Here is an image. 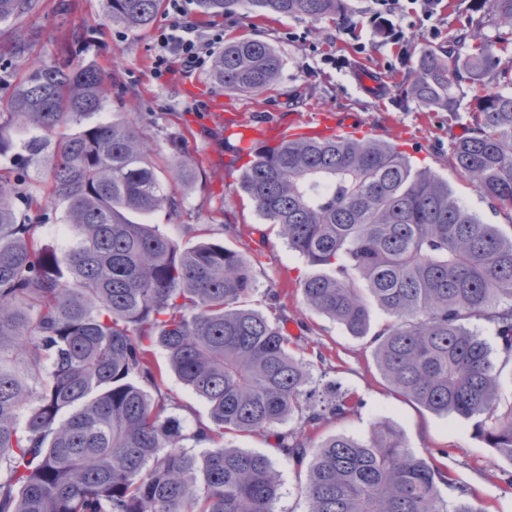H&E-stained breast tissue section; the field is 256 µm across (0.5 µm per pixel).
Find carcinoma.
<instances>
[{
  "mask_svg": "<svg viewBox=\"0 0 512 512\" xmlns=\"http://www.w3.org/2000/svg\"><path fill=\"white\" fill-rule=\"evenodd\" d=\"M220 16L236 0H197ZM262 16L334 19L343 0H246ZM160 0H103L102 24L146 29ZM37 0H0V23ZM495 23L499 38L483 28ZM82 33L59 42L60 60L31 64L0 112V156L20 125L30 160H50L45 216L65 204L76 239L62 256L42 244L43 225L18 212L19 177L0 175V512H275L280 478L265 455L226 439L273 434L281 454L307 466V512H487L452 507L440 486L457 484L433 454L411 451L378 419L364 438L317 442L320 424L354 412L359 399L336 383L310 389L313 361L288 334L280 292L269 313L246 307L253 266L187 225L183 246L145 221L179 217L150 150L114 118L56 141L66 122L105 108L108 76L69 55ZM471 41L460 55L456 45ZM512 42V0H487L448 50H425L407 85L427 110L453 112L462 82L483 81ZM281 58L256 39L218 51L210 78L228 91L261 93L280 77ZM454 166L483 197L512 208V78L483 94L471 132L453 148ZM181 181L195 162L168 169ZM239 190L278 226L311 271L298 280L305 307L352 336L370 337L374 360L394 390L472 432L512 462V400L501 375L512 364V236L483 223L448 180L417 167L395 142L373 137L284 139L251 148ZM389 321L373 328L374 312ZM482 322L496 346L470 327ZM208 405L187 431L154 360ZM502 357L498 363L493 353ZM295 420L299 430L276 427ZM192 441L209 448L200 453Z\"/></svg>",
  "mask_w": 512,
  "mask_h": 512,
  "instance_id": "carcinoma-1",
  "label": "carcinoma"
}]
</instances>
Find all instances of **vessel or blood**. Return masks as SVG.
<instances>
[{
  "label": "vessel or blood",
  "mask_w": 512,
  "mask_h": 512,
  "mask_svg": "<svg viewBox=\"0 0 512 512\" xmlns=\"http://www.w3.org/2000/svg\"><path fill=\"white\" fill-rule=\"evenodd\" d=\"M212 108L214 112L223 114L226 127L229 132L236 136L238 147L243 152L248 151L256 142L269 138L280 139L289 137L294 139L304 134L326 138L341 135L343 132L342 126L334 124L330 115L327 114L320 115L317 126L307 129L297 127L287 131L284 128L275 126L271 122L257 125L252 124L242 119L236 113L225 111L222 102L219 101L213 102Z\"/></svg>",
  "instance_id": "1"
}]
</instances>
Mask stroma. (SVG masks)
Returning <instances> with one entry per match:
<instances>
[{
  "label": "stroma",
  "mask_w": 512,
  "mask_h": 512,
  "mask_svg": "<svg viewBox=\"0 0 512 512\" xmlns=\"http://www.w3.org/2000/svg\"><path fill=\"white\" fill-rule=\"evenodd\" d=\"M55 3L41 0L39 9L14 23L0 24V97H6L22 72L13 51L16 35L28 40L29 61L56 60L57 42L69 24L57 15ZM346 3L341 16L318 23L303 17L258 16L241 4L225 12L220 19L225 40L258 39L274 46L282 58L279 81L257 95L224 90L211 81L205 68L188 78L178 75L165 83L155 81L151 76L152 29L131 32L117 25H99L101 0H79L76 22L84 33L72 56L74 62H94L108 73L106 112L123 113L161 166L174 163L182 151L198 166L193 183L171 185L181 202L180 217L170 218L160 210L150 216V223L186 245L194 242L188 225H212L214 240L244 253L254 264L256 282L250 307L267 312L269 291H280L282 303L295 318L289 330L300 337L304 353L324 355L312 369L315 381L334 380L356 393L358 408L347 418L325 424L320 436L363 437L375 419H387L415 453L444 449V464L462 486L485 502L489 512H512L511 462L475 438L469 423L449 421L394 392L375 365L368 339L350 336L328 317L303 307L294 283L297 276L307 273L306 264L289 251L276 227L259 216L252 201L239 193L236 142L226 136L215 113L197 109L198 104L218 98L225 109L241 112L247 119L287 127L315 120L319 109H330L339 123L351 125L355 133L399 143L418 165L447 179L456 196L483 222L511 234L512 209L473 189L453 165L452 145L469 131L475 92L498 90L499 70L512 69V47L499 54L481 89L468 83L459 86L458 111L423 110L405 98L409 64L423 50H446L449 39L474 13V0H444L432 27L412 13L410 0H401L405 38L396 48L386 45L383 33L367 25L370 0ZM359 39L379 45V52L357 53L354 44ZM324 54L332 57V64L321 65ZM361 69L376 72L377 88L366 93L356 88L351 74ZM227 224L244 228V235L224 232ZM234 444L273 462L280 474L276 512H307L306 473L283 458L274 438L240 437Z\"/></svg>",
  "instance_id": "1"
}]
</instances>
